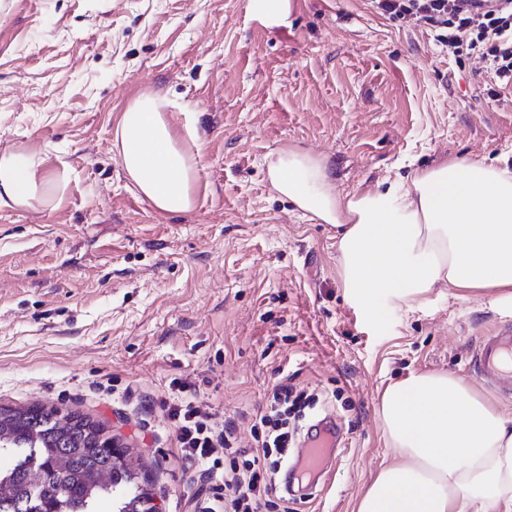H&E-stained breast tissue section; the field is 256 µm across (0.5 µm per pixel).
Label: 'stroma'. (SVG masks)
I'll return each mask as SVG.
<instances>
[{"mask_svg":"<svg viewBox=\"0 0 512 512\" xmlns=\"http://www.w3.org/2000/svg\"><path fill=\"white\" fill-rule=\"evenodd\" d=\"M250 0H9L0 19V151L70 167L54 209L0 208V405L40 403L103 423L141 460L158 512H193L204 477L180 461L161 407L187 381L243 447L273 386L316 395L342 439L297 512H355L396 459L387 384L448 371L470 384L480 336L512 307L454 288L369 323L341 286L336 228L275 190L265 160L300 148L336 190L369 192L448 160L512 163V86L435 46L426 26L367 0H289L265 25ZM144 93L196 118L193 211L128 186L118 119Z\"/></svg>","mask_w":512,"mask_h":512,"instance_id":"1","label":"stroma"}]
</instances>
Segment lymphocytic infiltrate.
Listing matches in <instances>:
<instances>
[{
	"mask_svg": "<svg viewBox=\"0 0 512 512\" xmlns=\"http://www.w3.org/2000/svg\"><path fill=\"white\" fill-rule=\"evenodd\" d=\"M379 15L427 25L449 54L483 63L498 83L512 85V0H369ZM177 397L163 408L175 426L179 457L214 483L215 498L202 512H294L277 488L276 473L293 442L292 418L312 402L291 385L275 386L269 405L256 418L252 438L259 454L240 448L234 423L216 426L177 383Z\"/></svg>",
	"mask_w": 512,
	"mask_h": 512,
	"instance_id": "f902f5d3",
	"label": "lymphocytic infiltrate"
}]
</instances>
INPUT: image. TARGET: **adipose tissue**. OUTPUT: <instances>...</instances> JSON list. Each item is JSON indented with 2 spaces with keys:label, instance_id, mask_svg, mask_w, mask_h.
<instances>
[{
  "label": "adipose tissue",
  "instance_id": "1",
  "mask_svg": "<svg viewBox=\"0 0 512 512\" xmlns=\"http://www.w3.org/2000/svg\"><path fill=\"white\" fill-rule=\"evenodd\" d=\"M154 94L133 99L115 129L120 163L160 212L197 201L204 141L176 128ZM268 175L281 196L338 230L339 273L368 319L391 307L424 306L438 287L512 305V166L450 160L386 190L339 194L327 165L279 150ZM65 174L37 152L0 153V207H58ZM383 434L399 460L381 467L356 512H512V418L452 373L413 372L380 397Z\"/></svg>",
  "mask_w": 512,
  "mask_h": 512
}]
</instances>
